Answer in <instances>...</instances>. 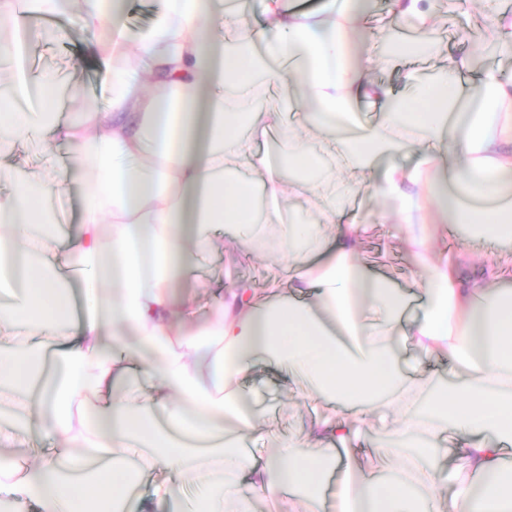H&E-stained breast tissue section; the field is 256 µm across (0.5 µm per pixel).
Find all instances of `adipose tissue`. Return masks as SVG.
<instances>
[{"mask_svg": "<svg viewBox=\"0 0 512 512\" xmlns=\"http://www.w3.org/2000/svg\"><path fill=\"white\" fill-rule=\"evenodd\" d=\"M251 25L250 0H165L145 29L124 21L117 0H29L26 15L0 0V159L39 142L46 158L72 144L90 173L77 236L61 225L54 182L11 177L0 192V407L26 430L61 448L23 469L0 468V502L34 512H114L135 497L157 512L172 483L204 476L196 512H253L250 489L275 496L315 486L324 457L313 443L352 435L382 396L399 417L381 457L401 461L406 480L354 485L343 478L338 512H512V255L487 279L465 282L430 248L425 207L472 235L512 239V80L485 71L481 90L458 86L461 61L438 76L407 79L412 94L395 101L370 75L379 57L353 56L363 0H326L322 12L288 0H262ZM77 16L92 30L112 77L105 106L71 121L30 109L32 96L58 92L50 80L16 72L30 36L26 18ZM277 85V110L249 117L224 109L227 93L250 100L256 77ZM378 98L390 141L418 149L437 177L391 166L385 195L398 205L406 240L425 275L419 314L403 324L402 289L368 275L356 258L361 231L346 220L345 186L285 178L254 149L278 137L287 162L316 167L329 146L360 156L377 142L354 119L359 96ZM311 110L299 128L284 125L292 102ZM248 177H237L239 169ZM312 213L285 221L288 202ZM271 226L280 262L266 277L267 298L245 282L215 296L210 316L185 331L197 310L177 300L174 283L191 258L210 252L216 231L247 240ZM322 261L306 259L300 241ZM89 282L87 313L73 316L76 275ZM314 289L315 302L282 293L284 281ZM406 328L415 343L448 354V392L424 395L383 345ZM288 368L289 386L316 383L326 394L324 420L308 438L288 441L263 465L241 447L255 431L239 384L256 364ZM471 481L442 499L447 475L407 455L416 436L443 432Z\"/></svg>", "mask_w": 512, "mask_h": 512, "instance_id": "1", "label": "adipose tissue"}]
</instances>
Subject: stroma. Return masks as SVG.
Listing matches in <instances>:
<instances>
[{
  "label": "stroma",
  "instance_id": "obj_1",
  "mask_svg": "<svg viewBox=\"0 0 512 512\" xmlns=\"http://www.w3.org/2000/svg\"><path fill=\"white\" fill-rule=\"evenodd\" d=\"M479 0H435L438 22L433 36L439 43L437 54L430 56H398L374 76L376 84L392 95L404 96L410 91L404 79L405 71L430 78L440 67L443 57L452 54L466 63L463 80H471L478 68L502 63L504 52L494 40H482L484 23L480 17ZM66 39H59L54 29L33 23L31 47L26 57L29 73L44 78L64 80L69 89L66 110L71 115L100 106L108 98L111 84L99 59L91 50L92 36L78 20L66 21ZM56 166L65 172L61 200L63 219L70 234H77L82 221L83 199L87 181L83 166L71 160L66 148L56 151ZM346 210L364 231L356 252L370 272L385 278L409 293H416L424 276L413 258L411 247L404 241L402 225L397 222L395 204L382 192L380 184L370 188H353L346 197ZM434 251L448 252L458 260L456 269L461 279L484 276L494 264L498 252H512V241L502 240L482 244L468 240L465 230L432 225ZM279 251L272 228L260 227L258 236L244 246H224L198 257L186 271L176 288L189 293L199 307L200 317H207L209 302L221 289L242 280L251 281L256 290H263V274ZM390 344L400 365L409 373L428 374L433 386L446 388L448 359L438 353L416 348L403 333L392 336ZM241 390L251 410L260 414V425L267 442L250 447L252 458L265 462L267 443L299 439L310 432L320 417L324 402L316 394L300 397L288 391V375L279 367L256 366L241 383ZM379 429L372 419L360 424L357 436L336 442L326 451V464L321 472L317 492L325 500L336 496L337 480L344 470H351L377 480L405 479L397 463L384 461L376 451Z\"/></svg>",
  "mask_w": 512,
  "mask_h": 512
}]
</instances>
